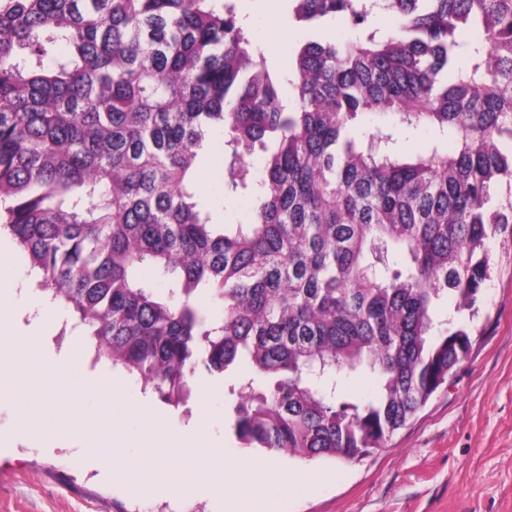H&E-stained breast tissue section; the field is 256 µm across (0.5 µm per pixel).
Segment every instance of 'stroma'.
Segmentation results:
<instances>
[{
  "label": "stroma",
  "instance_id": "obj_1",
  "mask_svg": "<svg viewBox=\"0 0 512 512\" xmlns=\"http://www.w3.org/2000/svg\"><path fill=\"white\" fill-rule=\"evenodd\" d=\"M237 12L277 64L305 34L289 26L281 0H238ZM223 155L224 136L217 132L203 161L200 196L213 220L250 223L252 201L223 195ZM491 248L494 272L474 318L472 347L447 387L385 447L338 463L239 447L224 414L240 372L195 376L187 405L176 407L122 368L94 361L91 346L75 349L83 329L61 305L23 290L31 274L16 243H9L0 279L21 285L7 307L22 329L10 342V357L40 374L67 358L92 383L74 417L99 436L86 448L68 425L54 422L34 396V379L20 394L0 397V512H228L232 497L216 467L220 459L234 462L238 485L251 489L250 512H512V240L496 238ZM109 389L128 405L117 423L106 415ZM147 409L160 423L155 464L132 474L105 463L102 447L114 431L124 437L120 457L142 455ZM191 428L199 445L168 448L171 435Z\"/></svg>",
  "mask_w": 512,
  "mask_h": 512
}]
</instances>
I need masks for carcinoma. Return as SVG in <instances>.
<instances>
[{"instance_id": "cac0c4a2", "label": "carcinoma", "mask_w": 512, "mask_h": 512, "mask_svg": "<svg viewBox=\"0 0 512 512\" xmlns=\"http://www.w3.org/2000/svg\"><path fill=\"white\" fill-rule=\"evenodd\" d=\"M284 2L275 66L236 0H0V229L95 359L175 406L245 369L239 444L349 462L448 384L512 234V0ZM216 131L248 224L198 199Z\"/></svg>"}]
</instances>
